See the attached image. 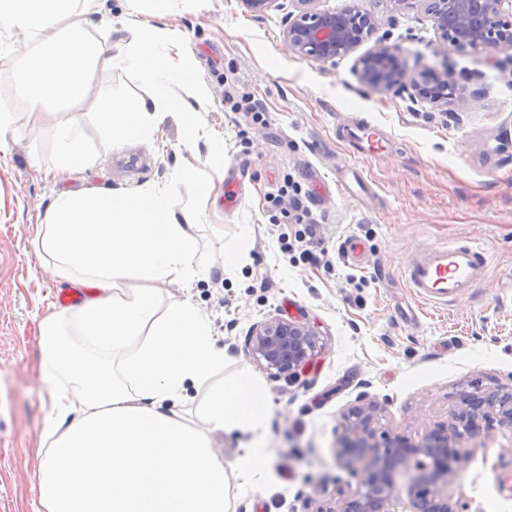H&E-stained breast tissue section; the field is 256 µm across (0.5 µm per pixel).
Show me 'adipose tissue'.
<instances>
[{
	"label": "adipose tissue",
	"instance_id": "ef3b65f1",
	"mask_svg": "<svg viewBox=\"0 0 512 512\" xmlns=\"http://www.w3.org/2000/svg\"><path fill=\"white\" fill-rule=\"evenodd\" d=\"M74 2L0 0V32L20 30L34 45L19 82L31 111L74 103L95 72L118 64L138 72L152 95L101 110L108 139L149 134L176 109L172 86L205 98L186 70L157 56L158 45L180 36L144 30L142 0H127L132 39L116 50L90 36ZM55 145L57 173L96 162L72 122H58ZM185 184L198 196L210 192L186 169L162 190L62 191L37 226L34 245L46 272L88 288L89 296L76 308L47 307L40 321L45 362L70 386L50 395L33 512H229V476L209 432L255 430L267 398L245 374L227 387L211 385L224 354L209 320L190 300L162 299L165 286L196 274L193 226L174 212ZM68 323L81 347L60 343ZM204 386L208 399L195 406L189 391Z\"/></svg>",
	"mask_w": 512,
	"mask_h": 512
}]
</instances>
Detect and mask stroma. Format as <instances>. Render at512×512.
I'll use <instances>...</instances> for the list:
<instances>
[{"mask_svg":"<svg viewBox=\"0 0 512 512\" xmlns=\"http://www.w3.org/2000/svg\"><path fill=\"white\" fill-rule=\"evenodd\" d=\"M291 0L261 13L240 0H145L141 22L177 31L178 47L158 46L169 65H188L205 85L194 104L207 135L188 142L180 114H167L152 136L107 141L99 111L151 89L125 65L97 72L69 112H29L17 89L27 50L21 32L1 38L0 110L11 113L10 150L0 155V512H32L38 497L34 452L52 386L65 378L42 368L38 317L57 294L34 253L35 229L56 197L106 189L164 188L182 168L212 179L209 197L182 196L176 216L191 213L208 275L172 299L192 297L208 318L224 363L218 382L249 373L266 391L269 411L256 432L215 431L227 472L260 448L266 462L249 483L230 482L231 512H331L360 488L363 472L340 446L358 398L370 405L374 443L401 435L420 441L455 423L460 395L512 392V56L471 50L441 54L432 21L420 10L378 11L375 38L400 45L408 69L448 65L473 100L445 112L398 86L379 93L362 83L357 54L318 62L288 50ZM126 0H105L86 15L100 35L126 44ZM249 94L265 124L224 108L225 94ZM76 123L95 165L52 186L55 126ZM377 125L386 152L362 162L375 197L340 196L336 171L351 161L343 127ZM222 142L215 164L212 145ZM304 196L305 223L290 207L272 209L284 181ZM360 241L364 260L347 262L341 245ZM469 242L483 248L489 276L446 306L416 297L400 270L415 250ZM310 250L313 260L302 252ZM299 320L317 333L312 362L294 376L249 356L248 333L271 319ZM466 454L453 499L474 512H512V428L481 422L458 442Z\"/></svg>","mask_w":512,"mask_h":512,"instance_id":"obj_1","label":"stroma"}]
</instances>
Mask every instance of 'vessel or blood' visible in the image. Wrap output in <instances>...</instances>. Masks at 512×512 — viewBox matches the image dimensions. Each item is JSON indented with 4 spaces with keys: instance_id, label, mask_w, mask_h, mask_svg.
Returning a JSON list of instances; mask_svg holds the SVG:
<instances>
[{
    "instance_id": "vessel-or-blood-1",
    "label": "vessel or blood",
    "mask_w": 512,
    "mask_h": 512,
    "mask_svg": "<svg viewBox=\"0 0 512 512\" xmlns=\"http://www.w3.org/2000/svg\"><path fill=\"white\" fill-rule=\"evenodd\" d=\"M355 149L354 164L346 166L336 177L340 194L353 193L355 188L367 186L358 162L378 156L383 145L373 136V128L360 125L343 134ZM490 273L483 252L472 245H438L416 251L404 266L403 276L413 293L438 305L454 301Z\"/></svg>"
}]
</instances>
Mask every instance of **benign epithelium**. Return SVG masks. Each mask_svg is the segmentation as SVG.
Instances as JSON below:
<instances>
[{"label": "benign epithelium", "instance_id": "1", "mask_svg": "<svg viewBox=\"0 0 512 512\" xmlns=\"http://www.w3.org/2000/svg\"><path fill=\"white\" fill-rule=\"evenodd\" d=\"M297 13H289L285 41L288 49L317 61H329L354 52L376 29L374 13L360 5L339 15L313 7L316 0H293ZM393 12L419 8L433 22L439 46L473 51L512 49V0H373ZM362 81L378 92L408 85L413 96L435 107L465 112L472 99L460 88L448 68L426 67L415 74L407 70L403 51L384 39L360 59ZM316 348V331L307 323L273 319L255 325L249 353L279 374L292 375L304 368ZM497 414L500 423L512 425V395L490 397L480 407L452 425L427 434L418 443L394 436L385 444L369 443V409L352 411L342 438L355 450L354 458L365 472L362 488L339 507L323 512H460L448 495L463 458L457 440L475 432L478 417Z\"/></svg>", "mask_w": 512, "mask_h": 512}]
</instances>
